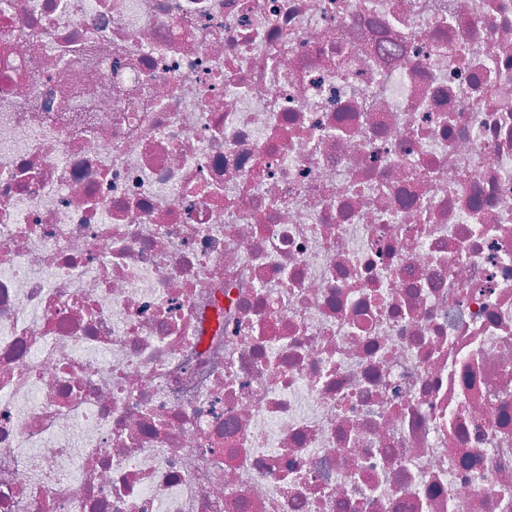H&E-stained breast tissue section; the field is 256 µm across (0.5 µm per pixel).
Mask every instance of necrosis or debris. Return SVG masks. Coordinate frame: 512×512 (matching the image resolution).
Listing matches in <instances>:
<instances>
[{"label": "necrosis or debris", "mask_w": 512, "mask_h": 512, "mask_svg": "<svg viewBox=\"0 0 512 512\" xmlns=\"http://www.w3.org/2000/svg\"><path fill=\"white\" fill-rule=\"evenodd\" d=\"M0 512H512V0H0Z\"/></svg>", "instance_id": "necrosis-or-debris-1"}]
</instances>
